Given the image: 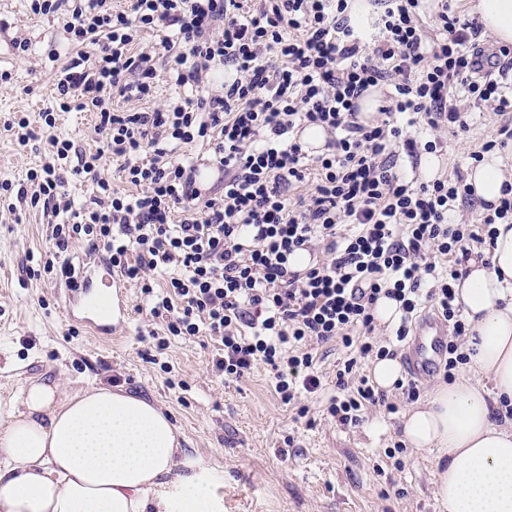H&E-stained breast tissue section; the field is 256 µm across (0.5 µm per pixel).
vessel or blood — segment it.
Returning a JSON list of instances; mask_svg holds the SVG:
<instances>
[{
    "mask_svg": "<svg viewBox=\"0 0 512 512\" xmlns=\"http://www.w3.org/2000/svg\"><path fill=\"white\" fill-rule=\"evenodd\" d=\"M128 285L102 256L87 258L72 285L66 288L62 315L99 336H112L131 319ZM448 356V326L441 319L424 315L402 352L405 375L415 380L430 377Z\"/></svg>",
    "mask_w": 512,
    "mask_h": 512,
    "instance_id": "obj_1",
    "label": "vessel or blood"
}]
</instances>
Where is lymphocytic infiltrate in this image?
<instances>
[{
  "label": "lymphocytic infiltrate",
  "instance_id": "lymphocytic-infiltrate-1",
  "mask_svg": "<svg viewBox=\"0 0 512 512\" xmlns=\"http://www.w3.org/2000/svg\"><path fill=\"white\" fill-rule=\"evenodd\" d=\"M419 4L380 0L358 23L349 0H132L127 11L112 0H31L33 14L63 16L84 46L57 78V104L94 113L97 136L94 152H75L52 133L55 111L42 112L49 156L20 186L0 184L52 215L45 273L73 282L71 248L103 252L139 287L138 311L159 321L147 332L157 352L174 337L208 336L216 376L238 382L266 366L285 405L321 390L316 349L341 343L349 357L325 413L343 426L370 405L399 410L358 372L396 354L376 336L381 299L400 304L396 341L428 307L453 328L445 371L466 364L454 284L492 225L512 223V187L484 204L479 224H462L455 210L474 202L472 187L418 168L442 132L469 133V109L512 112L501 81L512 48L484 47L480 24L449 15L448 0L429 36ZM148 30L156 39L145 46ZM161 62L196 97L146 107ZM224 67L235 76L215 85ZM455 84L462 97L451 96ZM378 87L376 117L360 120V100ZM117 97L140 106L116 109ZM312 125L326 135L314 157L298 136ZM194 143L219 173L206 188L197 160L175 156ZM72 156L76 174L97 184L80 209L61 174ZM107 156L134 193L100 177ZM299 251L309 255L301 269L291 261Z\"/></svg>",
  "mask_w": 512,
  "mask_h": 512
}]
</instances>
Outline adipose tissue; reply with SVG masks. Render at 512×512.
I'll return each mask as SVG.
<instances>
[{
    "label": "adipose tissue",
    "instance_id": "1",
    "mask_svg": "<svg viewBox=\"0 0 512 512\" xmlns=\"http://www.w3.org/2000/svg\"><path fill=\"white\" fill-rule=\"evenodd\" d=\"M503 168L492 155L472 169L477 197H500ZM493 230L490 262L470 260L456 285L480 378L438 383L402 423L414 448L448 458L435 489L446 512H512V224ZM223 485L135 395L46 380L0 400V512H224Z\"/></svg>",
    "mask_w": 512,
    "mask_h": 512
}]
</instances>
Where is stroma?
<instances>
[{
    "mask_svg": "<svg viewBox=\"0 0 512 512\" xmlns=\"http://www.w3.org/2000/svg\"><path fill=\"white\" fill-rule=\"evenodd\" d=\"M8 40L0 41V182H23L29 168L48 152V137L70 139L75 148L97 146L90 113L73 108L56 115L53 131L40 114L53 103L58 63L48 53L67 56L71 47L63 23L29 12L27 0H0ZM25 38L31 55L16 57L12 37ZM27 117L35 138L20 146L6 125ZM471 138L447 137L439 154L449 178L468 175L471 151L495 135L504 116L475 109ZM0 197V399L19 395L30 381L61 380L67 391L90 384L120 388L163 407L176 427L185 453L224 475V512H442L433 495L437 453L406 446L402 469L387 452L403 440L401 422L409 411L399 390L388 393L399 413L384 407L361 411L358 425L343 427L317 418L296 419L274 395L266 369L236 382L216 377L213 348L206 338H172L156 362L144 356L147 319L133 313L114 337L91 335L61 319L64 284L28 277L27 254L45 255L52 243L42 213L8 212Z\"/></svg>",
    "mask_w": 512,
    "mask_h": 512,
    "instance_id": "stroma-1",
    "label": "stroma"
}]
</instances>
